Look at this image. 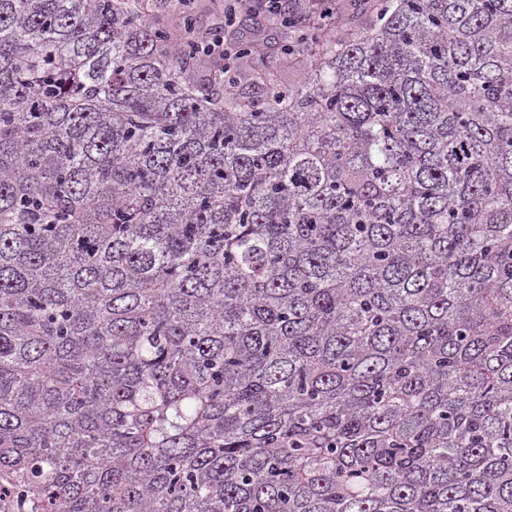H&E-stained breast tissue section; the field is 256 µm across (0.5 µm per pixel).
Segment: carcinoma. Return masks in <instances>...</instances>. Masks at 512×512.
I'll return each instance as SVG.
<instances>
[{
	"label": "carcinoma",
	"instance_id": "1",
	"mask_svg": "<svg viewBox=\"0 0 512 512\" xmlns=\"http://www.w3.org/2000/svg\"><path fill=\"white\" fill-rule=\"evenodd\" d=\"M0 0V512H512V0ZM237 8L244 14L260 13L276 19L280 14L281 0H234ZM193 40H197L199 51L209 62L211 68L209 76L212 78V81L223 85L225 90L234 91L238 76L230 68L238 62L240 57V47L237 45L236 40L228 38L226 35L221 39L198 35Z\"/></svg>",
	"mask_w": 512,
	"mask_h": 512
}]
</instances>
